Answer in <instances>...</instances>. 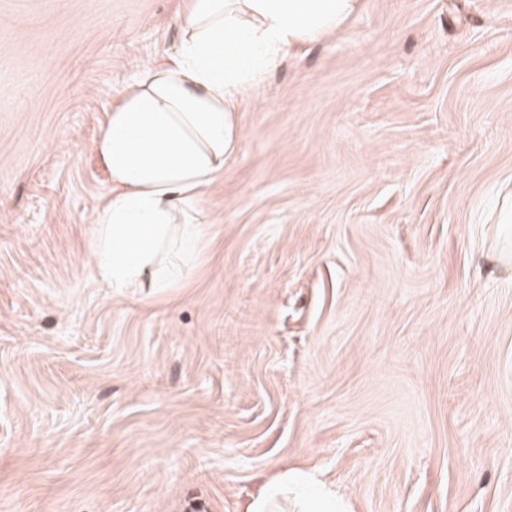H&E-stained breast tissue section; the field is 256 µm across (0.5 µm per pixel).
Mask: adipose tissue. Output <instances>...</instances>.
I'll list each match as a JSON object with an SVG mask.
<instances>
[{
    "mask_svg": "<svg viewBox=\"0 0 512 512\" xmlns=\"http://www.w3.org/2000/svg\"><path fill=\"white\" fill-rule=\"evenodd\" d=\"M359 0H187L183 36L165 66L125 89L98 149L112 179V198L93 228L99 276L112 288L174 287L160 258L179 247L198 255L207 188L238 142L236 101L297 44L335 31ZM305 487L298 512L336 500L309 474L283 470L255 497L250 512H275L289 484Z\"/></svg>",
    "mask_w": 512,
    "mask_h": 512,
    "instance_id": "ef3b65f1",
    "label": "adipose tissue"
}]
</instances>
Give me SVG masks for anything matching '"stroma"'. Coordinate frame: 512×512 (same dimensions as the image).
I'll use <instances>...</instances> for the list:
<instances>
[{"instance_id": "obj_1", "label": "stroma", "mask_w": 512, "mask_h": 512, "mask_svg": "<svg viewBox=\"0 0 512 512\" xmlns=\"http://www.w3.org/2000/svg\"><path fill=\"white\" fill-rule=\"evenodd\" d=\"M184 0H0V512H512V0H362L244 91L202 254L95 274L97 149ZM288 483L305 487L310 492V496L299 502L298 512H315L312 511L315 496L327 509L321 512H334L336 510V498L332 497L329 492L320 490L309 474L286 469L264 486L262 491L254 498L250 506V512H275L278 500L285 499L288 495Z\"/></svg>"}]
</instances>
